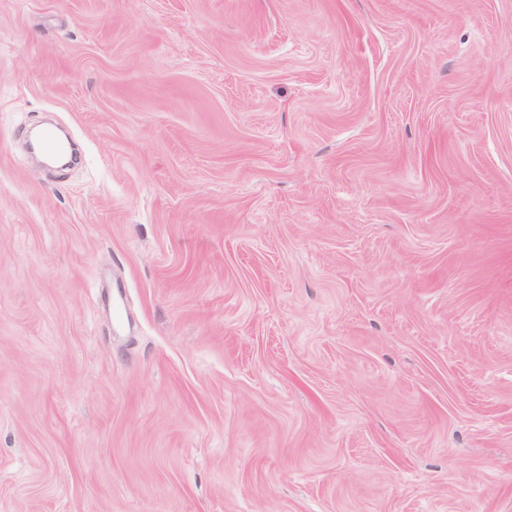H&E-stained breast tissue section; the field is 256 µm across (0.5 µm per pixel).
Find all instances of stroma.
I'll return each mask as SVG.
<instances>
[{
    "label": "stroma",
    "mask_w": 512,
    "mask_h": 512,
    "mask_svg": "<svg viewBox=\"0 0 512 512\" xmlns=\"http://www.w3.org/2000/svg\"><path fill=\"white\" fill-rule=\"evenodd\" d=\"M0 512H512V0H0Z\"/></svg>",
    "instance_id": "obj_1"
}]
</instances>
